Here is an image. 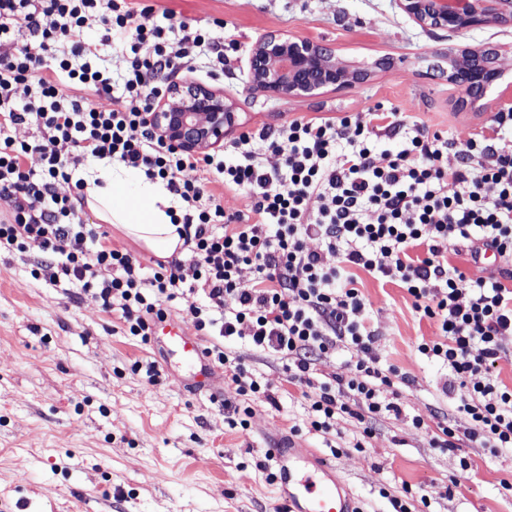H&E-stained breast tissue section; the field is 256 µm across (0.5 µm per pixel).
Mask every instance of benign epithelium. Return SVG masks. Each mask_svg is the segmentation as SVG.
<instances>
[{"mask_svg": "<svg viewBox=\"0 0 512 512\" xmlns=\"http://www.w3.org/2000/svg\"><path fill=\"white\" fill-rule=\"evenodd\" d=\"M420 27L451 34L494 24L512 26V0H396ZM500 47L450 45L445 52L448 83L462 92L459 105L472 112L491 106L488 93L512 98V81L505 84ZM390 57L362 66L324 44L288 33H269L253 44L247 86L270 97L290 100L325 90L346 91L367 81L375 69L395 67ZM151 121L161 141L177 151L198 156L224 145L239 127L234 104L223 90L192 80L172 82L153 102Z\"/></svg>", "mask_w": 512, "mask_h": 512, "instance_id": "1", "label": "benign epithelium"}]
</instances>
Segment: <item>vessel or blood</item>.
Returning <instances> with one entry per match:
<instances>
[{
	"label": "vessel or blood",
	"instance_id": "1",
	"mask_svg": "<svg viewBox=\"0 0 512 512\" xmlns=\"http://www.w3.org/2000/svg\"><path fill=\"white\" fill-rule=\"evenodd\" d=\"M163 333L175 353L191 367L202 366L203 349L195 339L182 335L174 324L166 325ZM270 457L277 468L276 496L288 512H353L343 480L308 451L274 448Z\"/></svg>",
	"mask_w": 512,
	"mask_h": 512
}]
</instances>
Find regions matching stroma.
Masks as SVG:
<instances>
[{
	"mask_svg": "<svg viewBox=\"0 0 512 512\" xmlns=\"http://www.w3.org/2000/svg\"><path fill=\"white\" fill-rule=\"evenodd\" d=\"M174 11L188 26L224 21L229 43L223 74L178 69L177 77L224 89L238 106L244 130L278 129L304 117H340L369 107L404 111L408 124L438 131L462 144L511 129L493 104L472 119L454 107L458 90L443 73L449 45L512 44V29L487 25L458 37L422 30L395 0H142ZM269 32L310 38L369 63L388 55L395 68L375 73L347 92L280 100L245 90L249 52ZM44 257L35 245L0 250V512H285L266 478L269 450L314 449L344 480L360 512H392L390 497L411 484L429 512H512V457L492 456L477 442L459 454L431 447L411 424L446 407V371L416 346L435 340L434 322L421 318L403 288L361 274L369 323L377 332L372 353L411 376L396 384L402 412L361 438L357 420L337 417L328 432L303 430L308 401L281 363L230 344L260 373L273 400L250 399V428L229 427L225 401L233 400L222 368L211 367L204 388L191 367L160 342L127 336L115 314L92 298L33 279ZM157 362L149 382L134 362ZM301 434H291V426ZM364 439L363 451L352 450ZM339 453H332V446ZM472 464L459 467L460 458Z\"/></svg>",
	"mask_w": 512,
	"mask_h": 512,
	"instance_id": "stroma-1",
	"label": "stroma"
}]
</instances>
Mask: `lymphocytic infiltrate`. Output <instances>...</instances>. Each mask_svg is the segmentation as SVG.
Wrapping results in <instances>:
<instances>
[{"mask_svg": "<svg viewBox=\"0 0 512 512\" xmlns=\"http://www.w3.org/2000/svg\"><path fill=\"white\" fill-rule=\"evenodd\" d=\"M162 16L139 23L133 0H0V197L8 201L0 246H40L48 258L34 277L91 296L144 344L178 295L199 294L188 314L212 337L205 357L223 368L235 395H271L226 350L225 341L241 339L311 389L312 430L352 414L362 425L358 451L371 420L401 413L384 388L410 378L372 356L376 332L357 282L364 271L397 284L437 325L438 339L417 351L447 370L443 392L464 421L460 429L433 426L416 415L413 427L448 452L465 439L495 456L512 454V388L495 376L501 339L512 335V145L480 137L459 148L406 127L399 113L369 110L295 119L190 159L155 137L152 100L165 69H223L224 24L180 34L173 11ZM114 40L126 64L117 80L97 53ZM22 124L35 127L33 140L12 137ZM383 130L403 131L399 149L378 150ZM103 159L166 181L179 205L172 221L180 256L146 270L80 219L81 195L55 192L84 162ZM211 182L249 198L248 214L225 213L206 189ZM310 239L321 250L308 249ZM487 248L507 264L488 283L448 259L462 253L473 263ZM329 254L335 263L326 262ZM340 347L349 354L347 375L320 378L318 361ZM347 391L356 408L344 402Z\"/></svg>", "mask_w": 512, "mask_h": 512, "instance_id": "1", "label": "lymphocytic infiltrate"}]
</instances>
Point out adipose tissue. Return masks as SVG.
Wrapping results in <instances>:
<instances>
[{
	"label": "adipose tissue",
	"instance_id": "obj_1",
	"mask_svg": "<svg viewBox=\"0 0 512 512\" xmlns=\"http://www.w3.org/2000/svg\"><path fill=\"white\" fill-rule=\"evenodd\" d=\"M85 181L87 203L102 222L158 257L168 258L177 252L181 240L170 217L173 196L163 181L118 164L97 167Z\"/></svg>",
	"mask_w": 512,
	"mask_h": 512
}]
</instances>
